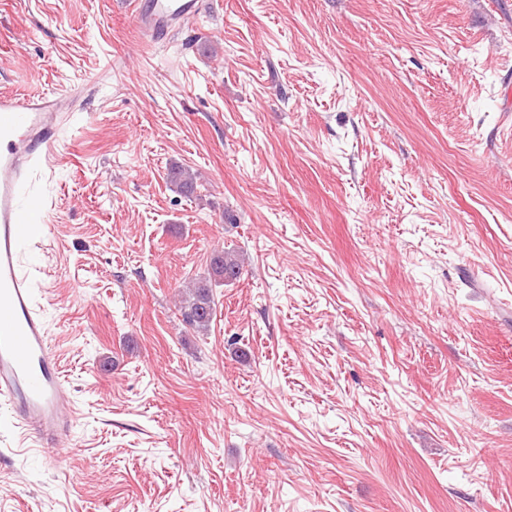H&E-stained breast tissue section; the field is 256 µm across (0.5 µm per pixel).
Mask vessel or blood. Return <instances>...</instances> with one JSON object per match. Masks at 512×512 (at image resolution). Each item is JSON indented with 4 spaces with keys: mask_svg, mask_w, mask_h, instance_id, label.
Masks as SVG:
<instances>
[{
    "mask_svg": "<svg viewBox=\"0 0 512 512\" xmlns=\"http://www.w3.org/2000/svg\"><path fill=\"white\" fill-rule=\"evenodd\" d=\"M198 0H147L139 21L152 37L195 16ZM75 95L0 96V399L17 426L46 445L71 435L72 402L49 342L22 255L34 218H46L31 187L48 164L69 120Z\"/></svg>",
    "mask_w": 512,
    "mask_h": 512,
    "instance_id": "1",
    "label": "vessel or blood"
}]
</instances>
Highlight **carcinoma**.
I'll use <instances>...</instances> for the list:
<instances>
[{"instance_id": "1", "label": "carcinoma", "mask_w": 512, "mask_h": 512, "mask_svg": "<svg viewBox=\"0 0 512 512\" xmlns=\"http://www.w3.org/2000/svg\"><path fill=\"white\" fill-rule=\"evenodd\" d=\"M167 180L182 195H190L196 188L195 176L179 165L169 168ZM244 268V259L237 250L215 252L210 261L211 278L192 282L180 296L178 311L184 323L198 333L207 332L213 317L212 281L232 283L240 278Z\"/></svg>"}]
</instances>
